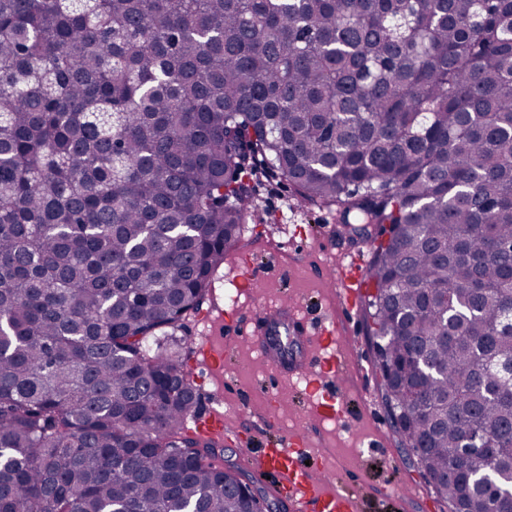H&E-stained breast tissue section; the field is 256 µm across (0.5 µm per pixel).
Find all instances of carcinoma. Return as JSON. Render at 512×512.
I'll use <instances>...</instances> for the list:
<instances>
[{
	"mask_svg": "<svg viewBox=\"0 0 512 512\" xmlns=\"http://www.w3.org/2000/svg\"><path fill=\"white\" fill-rule=\"evenodd\" d=\"M370 245L394 429L512 512V0H0V512H250L164 339L253 163ZM481 438L461 452L462 433Z\"/></svg>",
	"mask_w": 512,
	"mask_h": 512,
	"instance_id": "carcinoma-1",
	"label": "carcinoma"
}]
</instances>
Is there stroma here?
Segmentation results:
<instances>
[{"instance_id": "stroma-1", "label": "stroma", "mask_w": 512, "mask_h": 512, "mask_svg": "<svg viewBox=\"0 0 512 512\" xmlns=\"http://www.w3.org/2000/svg\"><path fill=\"white\" fill-rule=\"evenodd\" d=\"M252 201L254 217L237 245L225 253L207 302L170 340L184 355L195 350L204 336L223 347L222 376H212L193 360L188 369L199 389L201 412L218 409L226 418L224 464L253 476L259 494L278 503L279 512H318L313 505L302 511L292 501L278 499L273 481L260 476L257 465L247 460L248 449L303 431L308 435V461L314 471L347 463L357 466L363 512H391L392 502L382 496L383 479L391 468L407 493L410 512H450L390 423L367 336L364 299H357L355 317L339 346L353 366L350 394L366 404V411L351 406L343 414L321 416L314 412L301 382H282L279 393H271L269 362L249 343L238 340V332L250 325L261 308L281 300L294 302L306 321L320 328L326 312L336 306V283L329 270L355 252L356 246L340 234L335 214L301 203L279 178L264 176L254 181ZM273 242L286 243L301 267L278 263L268 249ZM241 258L250 259L258 269L253 288L245 293L235 286L236 263Z\"/></svg>"}]
</instances>
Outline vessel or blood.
Masks as SVG:
<instances>
[{"instance_id": "1", "label": "vessel or blood", "mask_w": 512, "mask_h": 512, "mask_svg": "<svg viewBox=\"0 0 512 512\" xmlns=\"http://www.w3.org/2000/svg\"><path fill=\"white\" fill-rule=\"evenodd\" d=\"M362 265V258L357 257L351 259L349 265L336 270V298L342 310H349L350 299L355 293V283L349 276V270ZM297 318L295 309L283 306L272 311L260 310L247 340L278 373L305 382L317 400V409L331 411L343 407L348 376L337 345L341 318L331 317L325 335L317 339L319 346L326 352L324 368L320 371L315 369L302 350L297 349L289 354L279 352L270 336L272 328L287 329L289 322ZM306 456L307 441L301 434L284 435L277 443L260 449L257 454L262 475L275 477L281 496L294 502H315L318 512H361L357 497L337 485L327 486L315 479L304 464Z\"/></svg>"}]
</instances>
